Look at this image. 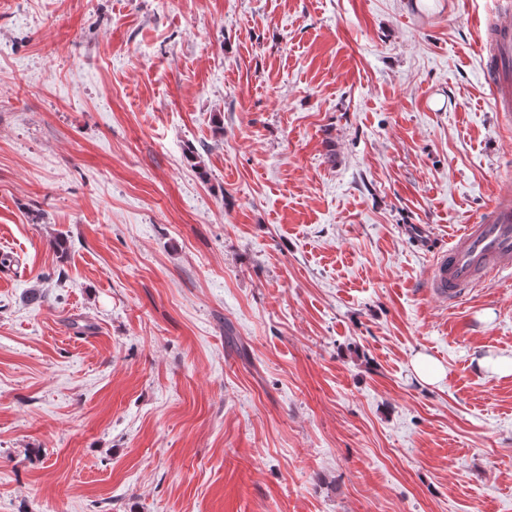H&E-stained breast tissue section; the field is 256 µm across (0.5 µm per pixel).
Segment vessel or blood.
<instances>
[{
  "instance_id": "obj_1",
  "label": "vessel or blood",
  "mask_w": 512,
  "mask_h": 512,
  "mask_svg": "<svg viewBox=\"0 0 512 512\" xmlns=\"http://www.w3.org/2000/svg\"><path fill=\"white\" fill-rule=\"evenodd\" d=\"M478 42L486 83L495 107L512 122V0H502L484 20ZM512 274V191L499 190L477 223L465 225L448 250L437 256L429 286L440 298L456 301L477 286Z\"/></svg>"
}]
</instances>
